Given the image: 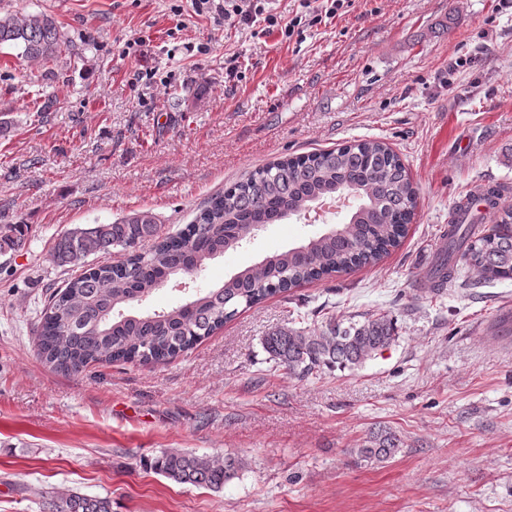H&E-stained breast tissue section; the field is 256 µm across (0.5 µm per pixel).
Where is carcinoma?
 I'll return each instance as SVG.
<instances>
[{"mask_svg": "<svg viewBox=\"0 0 512 512\" xmlns=\"http://www.w3.org/2000/svg\"><path fill=\"white\" fill-rule=\"evenodd\" d=\"M20 49L32 61L57 59L67 49L54 17L18 12L0 18V47ZM351 191L355 205L346 221L286 251L231 275L223 283L197 292L184 303L161 312L131 308L173 277L191 274L241 246L260 228L310 204ZM504 189H486L484 210L458 206L448 225V253L436 272L441 283L457 279L463 260L477 275L471 283L512 279V205ZM417 189L400 157L384 142L357 140L334 149L279 159L256 168L224 192L211 197L185 227L163 234L149 211L115 224L76 227L54 244L51 256L60 266L82 269L43 310L37 334L38 354L51 368L79 372L90 364L116 362L162 364L190 350L239 313L276 293H288L355 268L374 265L405 238L415 216ZM494 216L480 227L485 213ZM20 224H0V254L23 243ZM118 248L125 260L87 266L88 258ZM296 313L290 324L262 340L269 358L289 373L308 377L325 368L355 370L397 340V326L386 314L343 325L334 317L317 328L303 327ZM401 447L387 427L375 429L354 449L358 459L382 464ZM244 467L241 458L164 451L155 470L178 483L221 490ZM48 512H112L106 497L67 491L49 502Z\"/></svg>", "mask_w": 512, "mask_h": 512, "instance_id": "carcinoma-1", "label": "carcinoma"}]
</instances>
